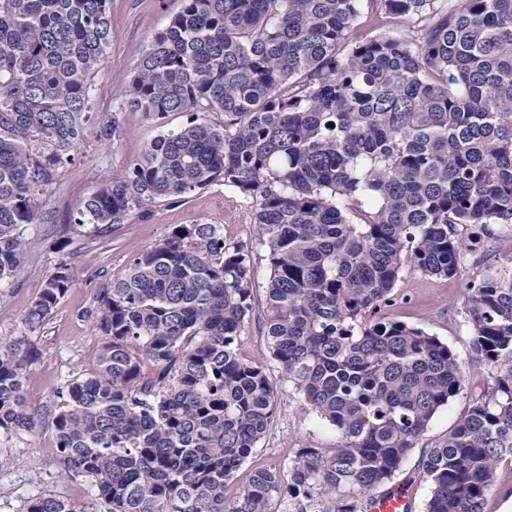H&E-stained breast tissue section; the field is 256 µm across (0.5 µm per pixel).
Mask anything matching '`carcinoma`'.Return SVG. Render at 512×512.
<instances>
[{"label": "carcinoma", "mask_w": 512, "mask_h": 512, "mask_svg": "<svg viewBox=\"0 0 512 512\" xmlns=\"http://www.w3.org/2000/svg\"><path fill=\"white\" fill-rule=\"evenodd\" d=\"M110 0H0V288L26 266V227L93 129L108 64ZM180 0L127 79L120 109L187 125L102 181L75 231L107 242L135 214L217 182L251 200L269 269L264 328L281 380L332 426L283 486L257 468L225 489L276 413L268 370L238 339L254 309L253 249L218 224H178L102 283L83 315L104 343L35 417L29 337L0 339V435L41 423L62 471L105 512H363L466 379L457 354L384 316L405 264L452 278L477 240L458 226H512V0ZM404 27L409 36L395 35ZM222 116L216 122L212 115ZM73 283L59 267L24 324L46 326ZM472 361L497 368L448 436L423 455L426 512H485L512 462V274L465 289ZM25 512H93L51 493Z\"/></svg>", "instance_id": "obj_1"}]
</instances>
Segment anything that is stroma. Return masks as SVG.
Returning a JSON list of instances; mask_svg holds the SVG:
<instances>
[{
	"instance_id": "obj_1",
	"label": "stroma",
	"mask_w": 512,
	"mask_h": 512,
	"mask_svg": "<svg viewBox=\"0 0 512 512\" xmlns=\"http://www.w3.org/2000/svg\"><path fill=\"white\" fill-rule=\"evenodd\" d=\"M178 7V0H110V63L95 75L91 96L95 111L115 115L120 136L115 142L103 144L95 134H88L73 162L60 170L56 186L44 198L47 222L25 232L29 242L25 272L10 287L0 288V338L27 336L24 317L41 285L60 264L69 265L73 274L72 287L50 315L44 331L28 336L34 355L27 369L25 391L32 411L40 413L54 404L69 374L95 370L103 339L82 312L92 304L96 288L103 281L121 277L134 255L153 249L178 224H219L224 228L226 243L253 247L255 306L239 340V352L244 359L265 365L271 374L280 371L263 333L269 270L265 252L257 245L254 208L234 189L219 182L187 195L182 202L156 206L147 216H133L113 232L109 245L87 238L66 251L58 249L64 229L74 224L79 203L101 181L113 172L132 167L158 134L187 122L182 113L154 123L141 113L119 108L127 76L154 33L168 23ZM479 235L480 247L464 253L456 277L427 278L408 266L393 289L389 315L438 336L468 367L463 389L436 413L395 479L396 484L409 486L410 512H425L430 495V483L418 466L423 451L447 437L467 410L472 389L492 380L491 370L470 365L471 330L464 289L467 282L485 275L512 273V228L493 224L480 230ZM277 398L276 417L239 471V481H246L252 469L259 466L277 467L281 481H288L290 462L299 449H329L339 442L334 428L306 409L288 384L279 383ZM89 489L85 478L66 475L56 465L51 433L46 427H37L18 438H0V512H24L27 499L42 492L83 500Z\"/></svg>"
}]
</instances>
